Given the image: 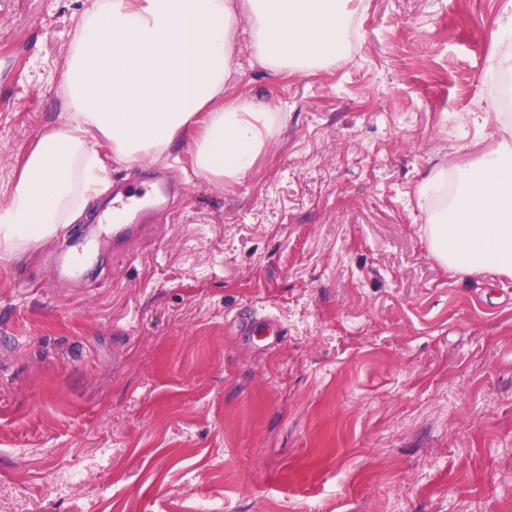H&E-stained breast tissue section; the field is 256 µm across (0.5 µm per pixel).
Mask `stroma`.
<instances>
[{
	"label": "stroma",
	"mask_w": 512,
	"mask_h": 512,
	"mask_svg": "<svg viewBox=\"0 0 512 512\" xmlns=\"http://www.w3.org/2000/svg\"><path fill=\"white\" fill-rule=\"evenodd\" d=\"M92 0H0V205L55 125ZM501 0H356L347 60L227 96L285 112L240 181L169 164L141 234L102 214L0 257V512H512V278L430 255L417 186L504 133ZM273 314L276 349L240 335Z\"/></svg>",
	"instance_id": "1"
}]
</instances>
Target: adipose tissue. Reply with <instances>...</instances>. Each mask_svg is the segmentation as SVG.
Masks as SVG:
<instances>
[{
  "instance_id": "adipose-tissue-1",
  "label": "adipose tissue",
  "mask_w": 512,
  "mask_h": 512,
  "mask_svg": "<svg viewBox=\"0 0 512 512\" xmlns=\"http://www.w3.org/2000/svg\"><path fill=\"white\" fill-rule=\"evenodd\" d=\"M353 0H94L78 19L62 80V120L19 161L0 206V253L51 242L109 188L108 164L139 166L180 148L197 173L241 180L284 115L225 100L248 31L273 74L344 59ZM430 254L451 274L512 277V138L418 187Z\"/></svg>"
}]
</instances>
